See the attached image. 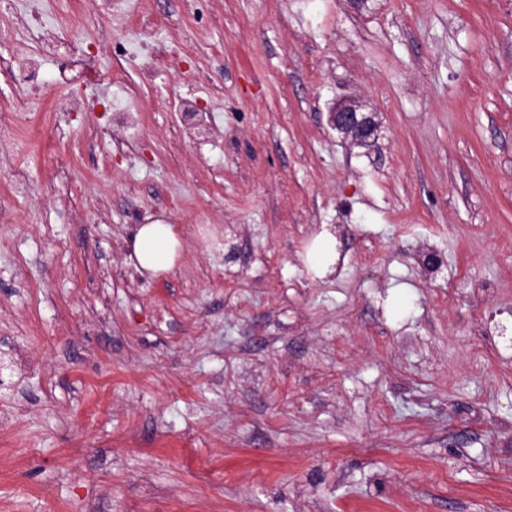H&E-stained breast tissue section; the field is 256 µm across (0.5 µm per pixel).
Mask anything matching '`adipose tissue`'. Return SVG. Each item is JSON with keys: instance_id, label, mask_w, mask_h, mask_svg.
Instances as JSON below:
<instances>
[{"instance_id": "obj_1", "label": "adipose tissue", "mask_w": 512, "mask_h": 512, "mask_svg": "<svg viewBox=\"0 0 512 512\" xmlns=\"http://www.w3.org/2000/svg\"><path fill=\"white\" fill-rule=\"evenodd\" d=\"M129 248V258L138 273L152 279L162 277L181 256L179 229L159 221L139 225Z\"/></svg>"}]
</instances>
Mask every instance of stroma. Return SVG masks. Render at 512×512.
<instances>
[{"mask_svg":"<svg viewBox=\"0 0 512 512\" xmlns=\"http://www.w3.org/2000/svg\"><path fill=\"white\" fill-rule=\"evenodd\" d=\"M19 6L112 78L0 43V512H512V0ZM329 124L357 147H368L375 139L378 122L375 113L363 112L355 101L334 103L329 109ZM129 259L138 273L151 279L170 272L181 256L182 242L175 224L155 221L138 226L130 244ZM317 241L307 250L305 261L308 267L316 273L325 272L330 264L336 262V250L332 244L331 235L324 231L316 237ZM329 240L330 245L323 241Z\"/></svg>","mask_w":512,"mask_h":512,"instance_id":"obj_1","label":"stroma"}]
</instances>
